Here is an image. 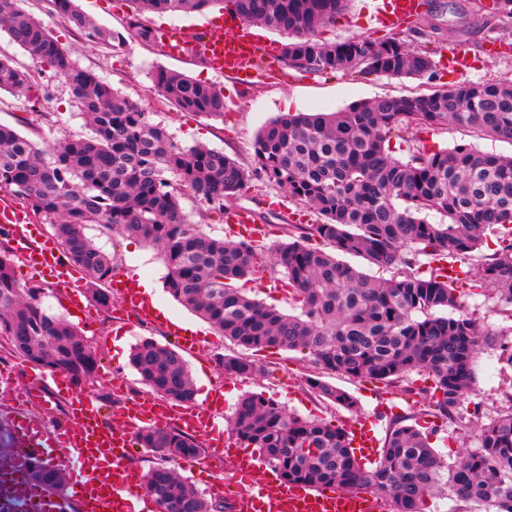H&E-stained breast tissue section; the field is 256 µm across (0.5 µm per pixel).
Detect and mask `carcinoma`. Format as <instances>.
Wrapping results in <instances>:
<instances>
[{"instance_id": "carcinoma-1", "label": "carcinoma", "mask_w": 512, "mask_h": 512, "mask_svg": "<svg viewBox=\"0 0 512 512\" xmlns=\"http://www.w3.org/2000/svg\"><path fill=\"white\" fill-rule=\"evenodd\" d=\"M0 0V27L29 56L69 85L92 130L40 148L0 125V186L13 188L33 212L55 226L66 256L96 286L112 277V256L86 235L97 224L114 235L137 237L159 249L165 288L179 303L246 349L279 347L307 352L334 374L390 385L425 373L429 406L449 416L472 391L475 354L499 343L501 333L455 314L461 288L480 290L512 307V156L465 146L394 157L388 142L402 129L452 122L512 139V81L448 87L430 94L385 96L339 112L299 113L267 124L253 143L260 173L296 204L314 209L316 224H295L291 240L276 245L226 240L187 220L182 191L221 214L247 188L251 175L238 162L204 145L178 146L146 109L89 70L21 6ZM50 13L90 38L117 35L95 25L76 0H47ZM129 34L152 43L140 21L146 11L201 12L227 4V13L250 25L286 34L289 68L309 72L381 73L418 78L431 70L424 52L394 38L360 37L328 44L318 28L335 22L347 0H133ZM157 92L185 112L224 117V96L184 74L159 69ZM29 75L0 55V91L25 94ZM448 218L432 224L425 213ZM497 233L494 252L476 272L448 280L438 266L423 272L419 256L456 263ZM358 256L393 269L377 279L339 259ZM268 273L293 301L294 314L231 287ZM0 336L30 362L53 353L81 355L82 338L42 302L23 295L14 260L0 247ZM224 374L248 377L262 368L244 357L218 358ZM140 381L170 401L190 402L195 389L182 357L150 339L132 351ZM318 396L349 410L356 398L316 377ZM232 431L287 482L311 488L364 491L392 512H423L429 497L447 495L456 512H512V410L484 425L479 447L451 463L431 446L433 432L392 419L377 461L366 466L343 427L303 418L260 394L235 404ZM136 443L162 464L144 474L158 512H231L215 506L166 463L197 458L203 448L181 430L145 429Z\"/></svg>"}]
</instances>
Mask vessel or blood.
Here are the masks:
<instances>
[{
    "label": "vessel or blood",
    "mask_w": 512,
    "mask_h": 512,
    "mask_svg": "<svg viewBox=\"0 0 512 512\" xmlns=\"http://www.w3.org/2000/svg\"><path fill=\"white\" fill-rule=\"evenodd\" d=\"M419 8L420 0H381L376 18L393 26L417 14ZM231 26L233 36H224L219 31L202 40L201 45L216 73L230 72L246 81L252 76L251 28L237 20ZM160 42L172 57L181 56L187 50L185 31L180 26L166 27ZM31 222L27 210L0 207V231L15 240L19 259L28 267L49 274L61 287H75L76 278L70 265L51 246L33 244L29 237ZM13 398L17 409L11 415L10 435L19 452L0 459V512H66L63 500L29 479L25 461L31 454L46 458L73 476L82 512H158L154 500L139 493L138 482L132 481L129 472L121 466V453L128 445L125 434L103 425L92 404L79 408L78 427L64 425L48 431L25 409L26 404L41 403L38 389H14ZM168 417V409L156 402L136 403L120 415L126 426L137 429L163 427ZM181 419L187 429H207L215 439L224 437L215 416L186 411ZM106 462L112 464L113 475L103 472L102 465ZM234 462L246 486L237 501L238 512H380L381 509L380 500L365 492L315 491L276 477L257 480L254 460L244 453L236 454Z\"/></svg>",
    "instance_id": "vessel-or-blood-1"
}]
</instances>
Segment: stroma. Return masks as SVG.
<instances>
[{
	"label": "stroma",
	"instance_id": "stroma-1",
	"mask_svg": "<svg viewBox=\"0 0 512 512\" xmlns=\"http://www.w3.org/2000/svg\"><path fill=\"white\" fill-rule=\"evenodd\" d=\"M421 2L423 7L418 16L401 22L398 27L383 28L370 20L377 7L375 0H350L335 23L321 27L317 36L327 43L357 37L377 41L396 37L411 50L429 49L433 66L425 77L292 70L280 60L287 35L269 30L258 38L263 52L254 61L253 78L246 83L231 74L217 75L193 53L169 56L156 42L147 44L128 37L121 44L104 45L79 37L49 13L46 0H26L25 7L70 51L79 68L94 72L113 89L144 104L152 122L164 125L178 145L202 144L223 151L252 170L257 166L253 151L256 135L267 123L286 116L287 112H338L384 96L430 93L452 84L512 80V18L489 9L476 11L473 0ZM76 3L98 26L114 32L123 31L132 10L130 0H76ZM493 42L502 46V53H490L489 45ZM0 53L11 57L17 66L29 69L36 86L35 93L22 97L0 94V124L16 127L43 148L69 136L88 135L89 129L67 84L49 66L32 61L3 31H0ZM160 68L186 74L220 90L224 96L223 118L179 111L159 96L152 76ZM419 146L432 151L467 146L512 154L511 141L481 138L472 130L453 124L410 129L390 140L392 154L399 159L408 158ZM233 206L256 214V225L269 244L287 240L289 225L313 224L318 220L311 209L296 208L287 192L258 176L253 177ZM182 208L191 223L201 225L210 235L234 240L250 237L242 226L225 222L207 204L193 197H184ZM87 234L112 255L115 278L131 283L147 279L157 285V308L135 309L119 318L113 307H101L91 299L85 288L86 275H79L76 287L60 288L48 275L16 265V277L21 285L41 288L44 307L74 324L100 359L97 383L67 389L44 380L41 369L25 364L8 346L0 345V367L10 371L8 384L42 389L53 423L71 420L74 404L89 401L98 408L104 421L117 429L121 423L115 420V413L130 401L153 399V392L140 383L129 359L119 358L115 345L121 339L130 349L144 338L171 347L183 357L197 393L194 407H201L204 398L219 395L223 398V413L228 416L241 395L260 393L304 417L321 418L343 427L356 421L365 423L380 441L386 436L390 418L399 416L408 423L433 430L434 449L450 462L476 449L481 427L512 407L507 399L512 387L506 384V376L499 370V352L495 349H482L476 354L473 391L452 417L432 413L420 392L426 384L425 377L420 375L413 376L411 383L392 385L332 377V384L357 399L358 408L350 411L333 405L308 391L306 378L313 368L304 352L274 347L243 350L173 299L163 286L166 268L155 247L135 237L108 234L96 225L89 226ZM457 311L501 330V343L512 344V321L505 319L484 295L460 289ZM180 325L193 328L194 344L183 343L176 331ZM243 354L262 367V375L225 376L217 363L218 357ZM117 379L126 386L120 395L113 391ZM213 458L214 452L208 448L200 460L178 461L175 469L208 501L218 503L222 497L214 492L212 485L230 483L234 461L225 458L223 468L216 469L212 466Z\"/></svg>",
	"mask_w": 512,
	"mask_h": 512
}]
</instances>
